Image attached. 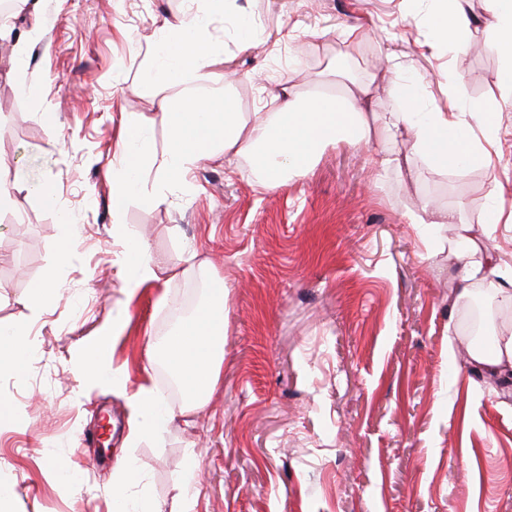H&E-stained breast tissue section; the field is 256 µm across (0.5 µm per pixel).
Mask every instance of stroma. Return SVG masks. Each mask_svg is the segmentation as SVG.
<instances>
[{
	"mask_svg": "<svg viewBox=\"0 0 512 512\" xmlns=\"http://www.w3.org/2000/svg\"><path fill=\"white\" fill-rule=\"evenodd\" d=\"M469 42L451 54L407 0H232L213 11L215 86L238 112H274L283 87L310 78L333 87L352 45L376 62L380 109L398 106L394 81L422 88L423 106L461 96L499 114L488 166L430 168L411 140L386 144L407 174L375 167L368 146H324L310 171L273 190L254 160L222 148L153 207L140 195L112 207L123 164V117L146 126L162 152L181 83L140 80L149 45L167 23L200 15V0H45L44 37L23 63L43 83L23 96L0 70V160L20 188L0 210V328L22 330L29 352L0 342V486L11 512H114L116 459L141 469L128 512H173L183 473L197 468L194 512H512V385L475 373L466 356L468 303H453L462 262L453 229L426 234L409 218L422 200L460 210L469 234L512 276V223L487 221L490 192L512 213V101L499 96L507 57L493 49L486 0ZM254 24L239 41L241 17ZM56 113V125L39 119ZM53 184L55 208L36 189ZM77 216L58 253L60 217ZM146 240L154 281L129 288L127 236ZM193 259L176 266L181 251ZM228 291L222 381L205 410L186 415L189 392L170 397L151 368L147 337L167 336L172 312L201 270ZM55 299L34 308V284ZM105 348L109 373L87 384L76 354ZM150 387L175 414L159 432L132 435L131 396Z\"/></svg>",
	"mask_w": 512,
	"mask_h": 512,
	"instance_id": "stroma-1",
	"label": "stroma"
}]
</instances>
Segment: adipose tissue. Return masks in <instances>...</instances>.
<instances>
[{
  "label": "adipose tissue",
  "instance_id": "ef3b65f1",
  "mask_svg": "<svg viewBox=\"0 0 512 512\" xmlns=\"http://www.w3.org/2000/svg\"><path fill=\"white\" fill-rule=\"evenodd\" d=\"M436 6L423 20L434 39L453 51H464L470 25L465 0H435ZM41 35L40 25L22 33L0 25V43H10L9 72L15 75L24 96L38 98V83L18 74V65L32 42ZM154 65L146 71L148 81L186 84L184 96L174 106L168 133L169 144L162 151L155 169L113 170V203L121 205L138 184L149 178L172 183L208 155L214 139L224 142L228 158L259 157L267 173L265 184L278 188L288 175L306 174L320 148L343 139L349 145L369 143L378 136L385 143L402 137L414 140L416 151L426 163L445 170L459 163L485 162L484 147L473 139L466 110L419 112L412 104L419 94L414 80L406 79L398 88L404 107L377 111L373 108L370 84L350 81L345 95L317 94L301 99L284 91L276 112H256L251 117L227 109L224 95L209 83V68L216 56L205 21L194 18L167 25L161 41L150 50ZM430 222L456 229L455 241L461 245L464 263L457 277L455 301L470 298L476 280L493 274L496 259L469 235L459 211L434 208ZM197 323L179 327L164 342L147 343L148 357L168 361L177 374H189L188 388L192 412L203 410L221 379L224 364V318L226 295L218 293L202 305ZM471 365L489 377L512 378V335L498 337L491 351L478 348L469 352Z\"/></svg>",
  "mask_w": 512,
  "mask_h": 512
}]
</instances>
